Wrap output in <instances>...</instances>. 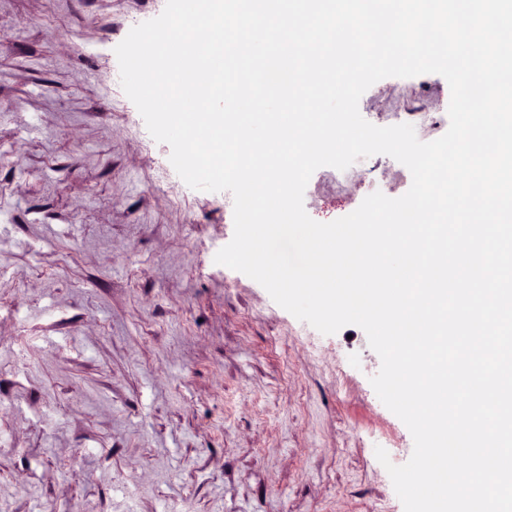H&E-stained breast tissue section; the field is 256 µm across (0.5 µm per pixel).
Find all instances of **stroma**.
Wrapping results in <instances>:
<instances>
[{
    "label": "stroma",
    "mask_w": 512,
    "mask_h": 512,
    "mask_svg": "<svg viewBox=\"0 0 512 512\" xmlns=\"http://www.w3.org/2000/svg\"><path fill=\"white\" fill-rule=\"evenodd\" d=\"M166 0H0V512H404L413 452L364 330L324 335L216 264L230 192L188 187L124 93L115 47ZM449 127L444 77L361 97L377 126ZM410 171L312 175L330 222Z\"/></svg>",
    "instance_id": "35a3bbf8"
}]
</instances>
